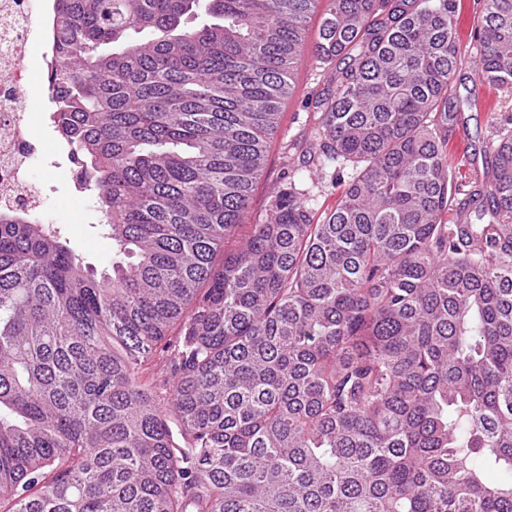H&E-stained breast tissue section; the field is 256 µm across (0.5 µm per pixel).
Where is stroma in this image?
Segmentation results:
<instances>
[{
    "label": "stroma",
    "mask_w": 512,
    "mask_h": 512,
    "mask_svg": "<svg viewBox=\"0 0 512 512\" xmlns=\"http://www.w3.org/2000/svg\"><path fill=\"white\" fill-rule=\"evenodd\" d=\"M480 9L479 0H459L457 36L461 58L449 91L457 117L448 133V166L463 192L485 184L490 146L503 125L512 121V88L473 80L479 62ZM40 80L39 72H32L26 88L33 100L26 122L38 145L31 177L45 198L39 216L42 223L61 228L70 247L101 270L112 263V241L99 226L100 212L94 193L79 190L74 181L68 149L56 131ZM295 81L296 93L282 107L280 129L271 142L266 167L253 191L247 218L251 224L262 220L269 196L286 176H294L310 188L320 182V171L303 165L302 155L314 136L318 114L313 103L326 86L306 61L299 64Z\"/></svg>",
    "instance_id": "1"
}]
</instances>
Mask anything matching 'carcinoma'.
Instances as JSON below:
<instances>
[{"label": "carcinoma", "instance_id": "1", "mask_svg": "<svg viewBox=\"0 0 512 512\" xmlns=\"http://www.w3.org/2000/svg\"><path fill=\"white\" fill-rule=\"evenodd\" d=\"M457 2L54 0L115 259L0 207V512H512V129L448 223ZM317 12L336 203L246 225ZM478 41L512 87V0Z\"/></svg>", "mask_w": 512, "mask_h": 512}]
</instances>
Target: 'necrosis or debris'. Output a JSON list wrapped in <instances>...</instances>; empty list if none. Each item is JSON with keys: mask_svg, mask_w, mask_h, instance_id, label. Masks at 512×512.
Instances as JSON below:
<instances>
[{"mask_svg": "<svg viewBox=\"0 0 512 512\" xmlns=\"http://www.w3.org/2000/svg\"><path fill=\"white\" fill-rule=\"evenodd\" d=\"M37 45L42 51L36 56ZM32 58L44 66L54 60L49 5L0 0V206L19 203L37 212L43 198L30 175L37 147L25 121L32 101L24 91Z\"/></svg>", "mask_w": 512, "mask_h": 512, "instance_id": "4bbe7bcc", "label": "necrosis or debris"}]
</instances>
